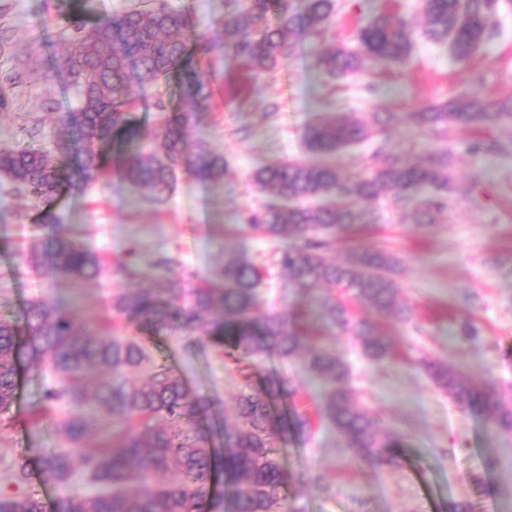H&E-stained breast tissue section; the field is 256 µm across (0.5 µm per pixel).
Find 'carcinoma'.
I'll list each match as a JSON object with an SVG mask.
<instances>
[{
  "label": "carcinoma",
  "mask_w": 512,
  "mask_h": 512,
  "mask_svg": "<svg viewBox=\"0 0 512 512\" xmlns=\"http://www.w3.org/2000/svg\"><path fill=\"white\" fill-rule=\"evenodd\" d=\"M499 0H421L425 34L448 47L462 63L476 55L497 35L494 16ZM337 0H224L217 20L224 56L240 61L253 74L271 73L303 34L321 37L328 29ZM75 6L66 16L72 33L58 59L59 70L75 90L79 106L58 115L82 154L83 181L112 173L108 146L122 136L138 137L130 109L136 105L132 75L141 81H169L183 76V106L168 111L152 135V147L122 161L120 172L134 187H147L162 200L172 191L183 169L204 182H221L228 173L224 155L198 142L189 145L187 132L196 113L207 106L206 84L188 72L193 59L213 43L190 28L185 11L168 0H140L138 6L101 18L93 26ZM276 16L277 23L270 22ZM357 45L333 42L317 57V67L341 81L371 62L403 64L413 52V28L403 16L388 10L374 13L360 27ZM409 120L445 135L456 127H484L512 122V97L483 98L459 93L412 112L393 103L381 106L370 121L345 113L333 114L306 131L308 149L331 155L352 145L382 140L395 124ZM0 176L14 191L51 203L73 188L64 149L25 147L0 150ZM252 182L264 194L260 209L241 217L243 223L269 240L291 243L278 248L277 263L297 288L320 310L332 327L360 339L365 356L382 359L387 336L354 317L349 300L365 302L378 312L411 319L400 304L392 273L397 258L385 251L353 250L341 263L327 261L322 252L335 244V235L369 219L360 201L393 193L394 204L411 211L418 223L432 224L445 208L452 172L448 155L426 164H410L398 156H377L370 174L346 178L336 164L277 161L256 169ZM45 231L32 247V261L53 278L79 283L98 278L104 257L61 229L50 208L39 218ZM175 257L160 254L152 264L156 274L124 288L115 297L111 316L93 326L45 301L32 302L26 312L30 336L28 358L54 372L57 383L46 393L48 406L62 407L59 431L65 446L39 455L41 472L59 481L76 469L90 480L112 486L93 495L76 492L56 502L55 512H221L229 500L232 512H288L280 497L288 476L273 445L292 428L311 436L313 423L306 413L276 416L272 402L297 389L271 372L263 385L250 386L237 398L234 425H224V452L210 444L202 416L207 405L169 370L152 365L146 376L136 372L149 362L141 343L117 334L133 325L158 335L170 329L192 334L204 330L207 341L225 356L288 358L305 347L306 336L297 321L281 313L257 314L261 271L236 254H224V264L202 285L170 278ZM20 356L18 330L7 314H0V411L11 408L17 388ZM434 380L448 390L464 410L490 414L491 427L512 432V403L494 388L479 387L460 374L428 365ZM309 375L321 384L319 410L346 445L364 460L396 462L395 447L382 448L374 434V420L352 403L346 387L348 368L336 351L309 350ZM92 401L97 419L109 430L96 447L84 443L94 432L84 406ZM31 475L28 459L18 461L11 475L20 487ZM0 512H45L44 503L30 495L0 492Z\"/></svg>",
  "instance_id": "cac0c4a2"
}]
</instances>
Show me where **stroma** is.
<instances>
[{
    "instance_id": "obj_1",
    "label": "stroma",
    "mask_w": 512,
    "mask_h": 512,
    "mask_svg": "<svg viewBox=\"0 0 512 512\" xmlns=\"http://www.w3.org/2000/svg\"><path fill=\"white\" fill-rule=\"evenodd\" d=\"M339 2L324 37L295 39L278 71L250 82L238 96L230 95L229 86L243 76L241 65L225 60L218 48L195 59L210 98L188 138L224 155L229 172L223 182L207 183L182 172L171 196L158 202L117 172L83 183L80 161L72 159L75 187L55 200L53 210L66 231L108 259L106 276L57 282L30 264L42 206L12 193L0 178V295L11 300L12 317L19 323L37 300L68 309L79 320L96 321L109 315L113 298L128 283L119 264L144 271L166 252L178 260L175 277L201 283L223 265L225 251L235 252L261 269V311L304 310L311 345L336 349L346 362L352 401L374 419L377 440L400 446L396 464L376 466L355 458L332 428L308 441L289 435L278 458L292 476L281 496L294 512H449L454 503L468 504L470 512H512V433L494 431L483 416L461 409L421 365L425 359L439 362L472 383L492 385L512 397V156L483 149L492 140L512 142V125L458 128L443 137L403 122L387 141L336 155L342 172L354 179L368 175L380 148L412 162L448 149L456 157L455 189L441 221L418 228L382 196L366 204L372 223L338 238L327 253L336 262L352 249L398 257L399 300L411 308V319L379 314L364 303L351 305L357 318L388 336L391 350L381 361L367 358L357 337L340 334L306 305L274 264L275 243L240 221L262 201L251 182L253 171L280 159H310L303 133L326 114L346 111L367 120L387 102L411 111L463 91L493 98L512 94V7L500 11V37L465 63L454 62L446 48L420 32L410 63L373 64L334 83L317 67V55L329 41L353 38V19L368 17L382 0ZM67 9L66 0H0V87L10 97L9 110L0 112V149L58 141L57 116L75 105L56 68L67 38L59 17ZM137 90L141 104L134 117L145 138L158 123L155 101L179 106L181 92L174 82L145 81ZM271 101L280 104L272 115L266 110ZM242 126L250 128L249 138L235 136ZM466 323L476 328V337H464ZM129 333L142 341L153 362L169 367L207 401L205 421L218 448L224 445L225 424L234 420L236 397L269 371L303 389L318 388L301 355L234 362L219 356L198 332L153 335L133 327ZM53 382L29 362L19 367L16 400L0 415L5 423L0 490L8 487L19 456L36 460L40 451L60 442L55 416L35 423L29 415ZM489 455L498 460L491 471L484 466ZM300 472L324 474L326 482L297 480Z\"/></svg>"
}]
</instances>
